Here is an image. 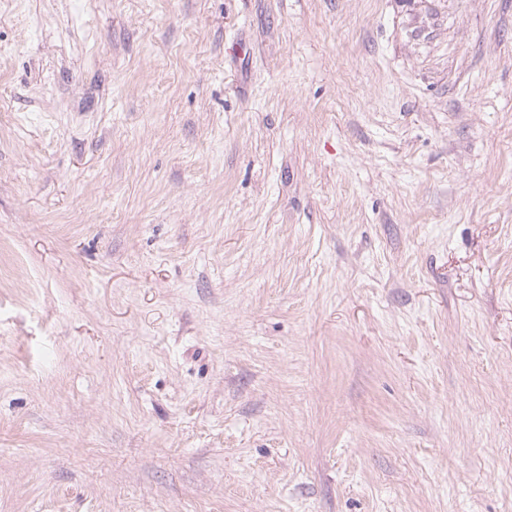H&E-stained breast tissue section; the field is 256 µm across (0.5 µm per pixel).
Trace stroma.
I'll return each instance as SVG.
<instances>
[{
    "label": "stroma",
    "instance_id": "stroma-1",
    "mask_svg": "<svg viewBox=\"0 0 512 512\" xmlns=\"http://www.w3.org/2000/svg\"><path fill=\"white\" fill-rule=\"evenodd\" d=\"M0 512H512V0H0Z\"/></svg>",
    "mask_w": 512,
    "mask_h": 512
}]
</instances>
